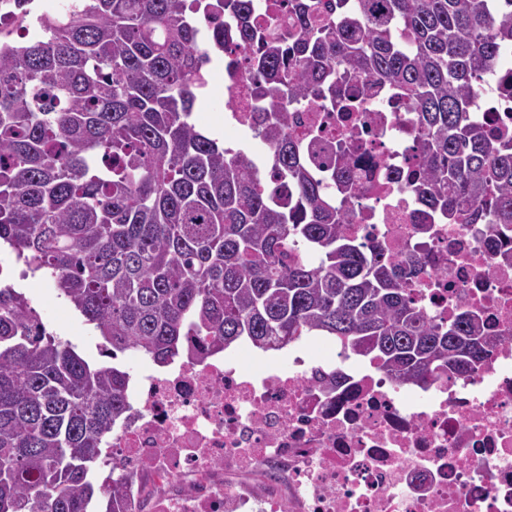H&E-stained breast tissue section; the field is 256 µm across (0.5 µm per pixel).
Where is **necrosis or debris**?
<instances>
[{"mask_svg": "<svg viewBox=\"0 0 512 512\" xmlns=\"http://www.w3.org/2000/svg\"><path fill=\"white\" fill-rule=\"evenodd\" d=\"M224 76L225 124L252 131L246 50ZM290 132L318 151L356 141L348 165L359 192L344 231L375 238L426 312L471 309L491 351L469 376L428 388L353 365L323 342L286 363L248 347L167 373H143L100 463L126 512H512V227L434 224L403 177L416 162L412 114L395 94L361 112L296 107Z\"/></svg>", "mask_w": 512, "mask_h": 512, "instance_id": "obj_1", "label": "necrosis or debris"}]
</instances>
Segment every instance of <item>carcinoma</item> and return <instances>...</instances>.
<instances>
[{
    "instance_id": "cac0c4a2",
    "label": "carcinoma",
    "mask_w": 512,
    "mask_h": 512,
    "mask_svg": "<svg viewBox=\"0 0 512 512\" xmlns=\"http://www.w3.org/2000/svg\"><path fill=\"white\" fill-rule=\"evenodd\" d=\"M294 26L259 31L258 0H79L0 36V243L102 339L165 367L247 339L265 352L330 336L397 382L463 375L488 355L477 312L428 315L381 245L346 235L288 113L361 112L375 88L414 112L408 182L435 224L512 225V135L477 119L484 76L512 52V0H285ZM235 24L202 37L197 16ZM250 49L261 101L252 155L190 122L200 70ZM346 146L329 165L354 183ZM130 374L53 336L0 287V512H119L98 480Z\"/></svg>"
}]
</instances>
